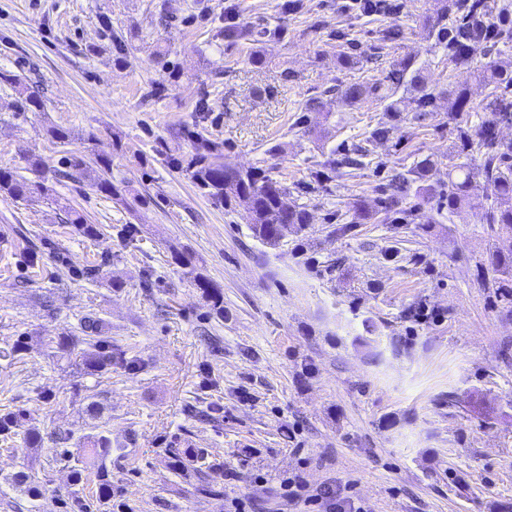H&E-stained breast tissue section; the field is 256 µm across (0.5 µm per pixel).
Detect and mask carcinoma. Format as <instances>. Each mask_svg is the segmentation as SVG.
I'll return each instance as SVG.
<instances>
[{
	"label": "carcinoma",
	"instance_id": "cac0c4a2",
	"mask_svg": "<svg viewBox=\"0 0 512 512\" xmlns=\"http://www.w3.org/2000/svg\"><path fill=\"white\" fill-rule=\"evenodd\" d=\"M457 10L461 12L458 23L450 26L437 21L431 26L436 41L448 47L450 59L459 64L470 62L479 53H488V44H496V37L502 35L506 27L509 10L498 5L495 0H459ZM481 79L492 86L493 101L486 111L488 115L474 126H462L463 114L468 111V101L464 92L448 91V118L461 122L457 126L456 159L448 174V207L452 208L463 201L473 188L474 175L469 160H479V175L486 189L490 190L491 203L483 217L487 224L494 249L489 265L483 270L485 280L497 288L496 299L505 310L512 312V141L499 138V124L512 121V100L508 99V89L512 88V73H504L489 65L481 70ZM392 84L398 86L409 82L417 92L415 102L420 112L432 105L433 96L421 83L412 62L397 63L389 76ZM378 87L365 84H351L338 90L339 97L351 103H364L376 95ZM59 164L67 171L63 175L71 178L75 173L88 170L87 162L77 155L60 158ZM431 161L424 159L418 167L405 172H395L383 188L385 198L380 202L384 209H395L402 200L418 194L416 186L421 172ZM192 177L199 190L214 204L236 213L247 221L252 237L257 241L276 246L288 235H299L310 224L308 211L296 204L288 203V188L280 181L268 176L261 168H228L215 152L204 154L191 163ZM0 192L15 199H46L49 187L47 179L29 180L11 169H0ZM68 223L72 224L84 237L96 238L100 235L94 224L87 223L83 214L74 208L67 209ZM173 259L181 273L194 287L202 291L213 308L224 313V297L219 288L207 278L197 266L194 258L184 252H175ZM91 336H60L58 348L73 352L80 351L82 364L91 374L112 367V361L122 358V354L112 351L110 337L101 335L100 323L88 321ZM24 411L0 416V435L8 438L22 435L27 446H39L40 432L35 428H24ZM83 454L74 459L71 470L73 484L96 480V495L102 512H112V480L109 478L106 460L112 455L111 439L102 434L84 436ZM204 456L187 450L173 453V467L180 472H202L200 463Z\"/></svg>",
	"mask_w": 512,
	"mask_h": 512
}]
</instances>
